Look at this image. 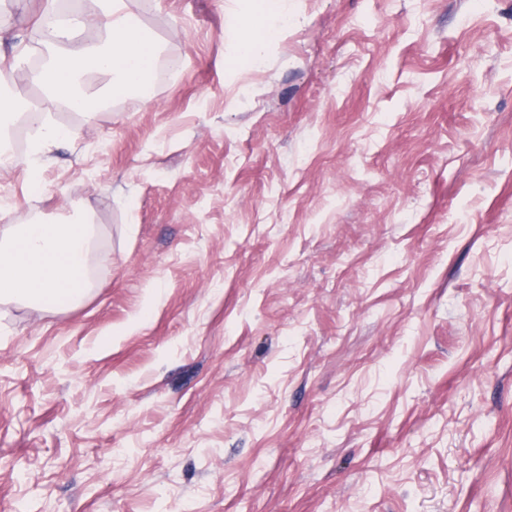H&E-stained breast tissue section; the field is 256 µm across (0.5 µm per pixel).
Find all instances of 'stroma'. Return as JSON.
<instances>
[{
    "mask_svg": "<svg viewBox=\"0 0 512 512\" xmlns=\"http://www.w3.org/2000/svg\"><path fill=\"white\" fill-rule=\"evenodd\" d=\"M56 0H0L17 106ZM137 0L149 99L45 106L0 235L80 207V302L0 303V512H512V0ZM248 22L245 34L237 41L233 59L257 63L266 47L281 35V21L288 15V0L245 1ZM75 135L71 128L41 123L31 145L32 174H38V161L45 150L56 141L70 139Z\"/></svg>",
    "mask_w": 512,
    "mask_h": 512,
    "instance_id": "35a3bbf8",
    "label": "stroma"
}]
</instances>
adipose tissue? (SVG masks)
I'll list each match as a JSON object with an SVG mask.
<instances>
[{
    "label": "adipose tissue",
    "mask_w": 512,
    "mask_h": 512,
    "mask_svg": "<svg viewBox=\"0 0 512 512\" xmlns=\"http://www.w3.org/2000/svg\"><path fill=\"white\" fill-rule=\"evenodd\" d=\"M102 2L103 44L76 42L69 18L58 17L46 25L41 41L46 61L29 74L45 103L85 110L80 84L93 72L111 76L113 93L145 92L158 59V44L141 26L128 0ZM246 14L245 33L233 58L254 64L280 37L288 0H251ZM89 235V226L76 219L56 224L36 221L0 240V303H42L53 295L78 298L83 281L76 273L86 266Z\"/></svg>",
    "instance_id": "adipose-tissue-1"
}]
</instances>
